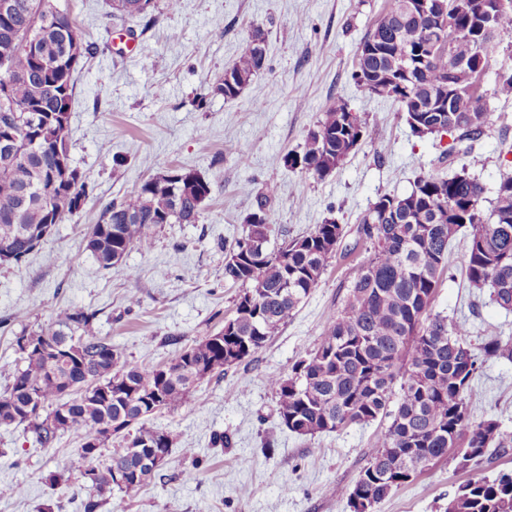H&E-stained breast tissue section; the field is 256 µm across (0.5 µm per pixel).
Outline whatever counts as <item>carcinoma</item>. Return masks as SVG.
<instances>
[{"label": "carcinoma", "mask_w": 512, "mask_h": 512, "mask_svg": "<svg viewBox=\"0 0 512 512\" xmlns=\"http://www.w3.org/2000/svg\"><path fill=\"white\" fill-rule=\"evenodd\" d=\"M138 0H108L107 16L122 21L145 19L152 8L129 10ZM471 0H443L457 10L459 37L448 42L428 19L407 11L408 0H386L363 43H382L384 55H360L355 83L372 73L381 77L376 96L392 99L408 114L418 136L451 133L457 143L482 137L489 109L471 93L465 59L495 56L502 34L512 33V0L495 16L493 29L476 25ZM17 9L0 15V140L16 141L14 154H0L1 265L21 262L44 240L38 225L47 216L59 224L80 213L89 195L88 178L71 166L64 174L57 155L70 154L65 139L75 94L74 73L97 47L84 40L70 15L56 0H15ZM54 22L43 25L46 16ZM81 48L80 59L70 55ZM266 46L261 30L245 41L237 60L224 68L201 95L198 105L215 95L237 98L264 66L257 46ZM411 78L395 74L407 53ZM454 70L457 95L449 112H418L441 92L448 69ZM348 105H329L309 132L300 152L276 155L273 163L301 158L300 170L319 179L332 173L357 148L346 122ZM186 178L164 184L143 181L130 200L109 201L89 233L87 249L99 266L132 274L125 256L152 240L162 224H192L210 198L208 181L193 170L176 169ZM277 193L269 185L248 214L247 234L226 251L224 280L243 285L235 303V329L210 333L174 354L165 364L143 366L123 358L109 339L93 333L96 312L70 306L41 323L31 335L81 356L71 365L53 362L36 351H23L0 391V425H23L42 448L54 447L69 434L77 448L61 460L48 481L52 488L83 479L89 490L84 512H98L101 498L122 488L116 470L137 467L124 453L129 442L171 453V433L148 424L151 417L184 405L196 383L253 356L286 324L315 288L327 263L346 235L345 225L329 218L307 234L285 240L276 251L267 243L272 231L268 207ZM485 188L467 169L451 178L420 176L404 195H382L359 220L358 234L373 253L348 287L342 306L291 374L267 376L279 419L299 436L337 432L384 420L370 448L361 476L382 482L365 492L379 503L404 483L410 470L425 471L456 448L464 470L480 471L495 455L512 451V439L495 419L471 420L473 381L488 358L512 359V338L489 337L474 346L460 322L430 312L448 247L460 234L468 241L464 256L469 284L490 289L499 307L512 310V176L497 189L490 212L482 210ZM121 422L123 429L108 428ZM112 447L108 461L102 449ZM444 512H512V471L493 478L477 476L448 497Z\"/></svg>", "instance_id": "1"}]
</instances>
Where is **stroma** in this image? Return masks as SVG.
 Instances as JSON below:
<instances>
[{
	"label": "stroma",
	"instance_id": "35a3bbf8",
	"mask_svg": "<svg viewBox=\"0 0 512 512\" xmlns=\"http://www.w3.org/2000/svg\"><path fill=\"white\" fill-rule=\"evenodd\" d=\"M97 54L78 71L65 131L74 166L91 186L83 210L55 225L20 264L0 265V387L14 369L16 338L69 306L96 311L94 331L136 364L165 362L178 349L218 331L231 316L240 285L224 280V249L247 233L257 195L273 185L269 250L333 218L345 237L316 288L264 348L223 376L199 382L177 411L153 426L174 436L171 455L139 490L113 492L98 512H350L331 489L350 487L365 464L378 424L313 437L281 425L269 374L293 363L329 324L371 254L360 217L379 196L409 193L419 176L448 177L468 168L491 209L512 149V97H494L499 68L512 67V34L481 81L491 110L485 135L471 149L451 137L418 136L390 99L369 95L351 78L359 46L385 0H154L151 25L109 21L105 0H57ZM267 39L266 66L234 100L198 107L208 84L233 64L254 29ZM344 99L366 122L361 145L340 168L318 179L272 158L301 150L322 112ZM170 167L198 171L212 194L196 223L162 225L124 259L135 274L99 268L86 248L102 203L132 198L140 183ZM457 236L432 312L465 321L472 344L512 337V311L470 287ZM140 305L130 308L128 299ZM473 420L493 418L512 435V361L487 360L474 380ZM230 439L211 444L213 433ZM75 446L62 437L39 447L23 426L0 427V512H83L80 478L53 490L45 478ZM195 451L186 458L184 449ZM199 466H192V459ZM455 458L394 490L374 512H441L449 494L471 478Z\"/></svg>",
	"mask_w": 512,
	"mask_h": 512
}]
</instances>
